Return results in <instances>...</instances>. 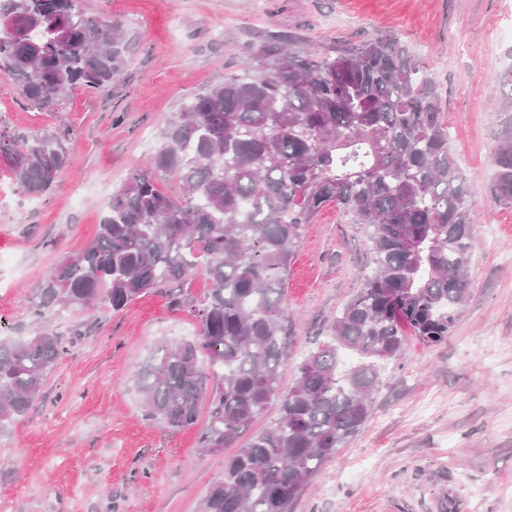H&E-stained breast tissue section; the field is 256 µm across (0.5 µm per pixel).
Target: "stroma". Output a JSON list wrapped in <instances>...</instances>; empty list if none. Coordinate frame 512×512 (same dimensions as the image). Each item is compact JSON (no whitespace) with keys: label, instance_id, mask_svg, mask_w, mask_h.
I'll list each match as a JSON object with an SVG mask.
<instances>
[{"label":"stroma","instance_id":"1","mask_svg":"<svg viewBox=\"0 0 512 512\" xmlns=\"http://www.w3.org/2000/svg\"><path fill=\"white\" fill-rule=\"evenodd\" d=\"M121 25L123 75L28 105L0 74V143L53 139L68 157L32 198L0 157V338L52 327L67 352L30 412L0 433V512H198L231 449L202 451L198 428L146 419L131 377L162 343L194 336L178 285L124 310L40 313L35 287L95 237L112 192L150 165L168 121L243 72L251 51L291 38L332 54L398 37L435 79L465 178L477 244L470 293L446 342L407 336L360 431L311 477L291 512H512V205L489 197L499 109L512 100V0H81ZM371 269L367 235L336 207L307 225L288 274L280 385L322 340Z\"/></svg>","mask_w":512,"mask_h":512}]
</instances>
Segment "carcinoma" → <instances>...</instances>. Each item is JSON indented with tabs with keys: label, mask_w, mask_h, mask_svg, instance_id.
Masks as SVG:
<instances>
[{
	"label": "carcinoma",
	"mask_w": 512,
	"mask_h": 512,
	"mask_svg": "<svg viewBox=\"0 0 512 512\" xmlns=\"http://www.w3.org/2000/svg\"><path fill=\"white\" fill-rule=\"evenodd\" d=\"M77 2L0 0V71L31 104L70 88L103 92L124 73L118 26ZM423 71L396 37L312 58L286 40L258 46L244 74L167 125L150 166L112 194L97 236L39 288L46 311L118 312L203 265L210 288L191 306L194 336L154 348L132 378L147 418L186 429L205 405L201 447L237 448L199 512H290L363 426L381 366L402 357L406 332L439 343L455 325L476 234L438 89ZM500 116L490 195L512 205V104ZM0 152L33 197L67 162L45 137ZM166 174L181 195L159 188ZM330 205L364 228L373 268L283 390L288 272L306 226ZM65 353L48 328L0 340L1 428L28 414ZM271 405L276 418L237 446Z\"/></svg>",
	"instance_id": "cac0c4a2"
}]
</instances>
